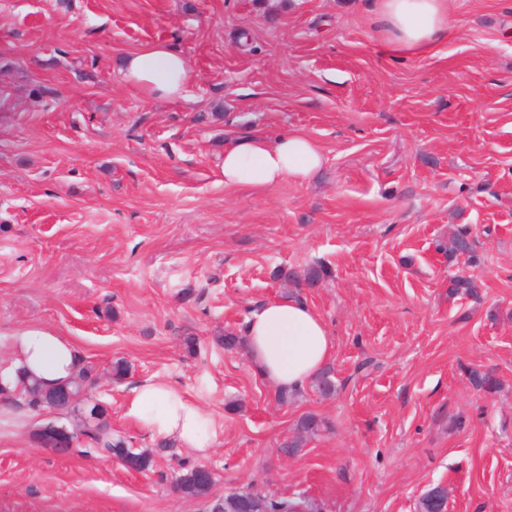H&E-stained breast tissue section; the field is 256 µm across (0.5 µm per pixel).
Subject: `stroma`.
Listing matches in <instances>:
<instances>
[{
  "mask_svg": "<svg viewBox=\"0 0 512 512\" xmlns=\"http://www.w3.org/2000/svg\"><path fill=\"white\" fill-rule=\"evenodd\" d=\"M448 13L432 55L396 58L372 0H0V367L27 327L68 336L113 431L154 452L137 473L47 450L49 413L0 400V512H213L246 486L417 512L439 485L447 512H512V0ZM152 43L186 57L185 99L125 83L120 59ZM287 130L320 144L319 170L225 188L231 136ZM461 229L473 250L449 257ZM312 266L315 284L282 278ZM457 276L475 292L449 295ZM287 292L328 325L332 396L279 404L218 341ZM147 378L196 399L222 444L156 447L126 413ZM308 413L329 431L282 453ZM183 465L211 467L205 494L175 488Z\"/></svg>",
  "mask_w": 512,
  "mask_h": 512,
  "instance_id": "stroma-1",
  "label": "stroma"
}]
</instances>
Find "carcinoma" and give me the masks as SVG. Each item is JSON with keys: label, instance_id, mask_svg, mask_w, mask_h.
<instances>
[{"label": "carcinoma", "instance_id": "1", "mask_svg": "<svg viewBox=\"0 0 512 512\" xmlns=\"http://www.w3.org/2000/svg\"><path fill=\"white\" fill-rule=\"evenodd\" d=\"M471 252L469 232L462 230L449 242L448 255L468 254ZM96 383L92 367L82 364L76 377L66 383L67 390L74 399L64 404L61 412L65 415L74 413L78 417L75 425L77 437L82 439L85 447L104 457L133 456L138 459L140 468L147 471L152 468V453L146 448L134 446L133 441L112 432L109 423L104 420L106 408L93 401L91 389ZM56 394L55 388L45 387L40 380L30 378L11 394V400L18 406H25L33 411L49 408L48 401ZM326 423L314 414H306L299 418L295 433L283 445L285 452H293L302 447L306 439L317 435ZM197 466L185 469L176 477V487L187 495L205 493L209 486L201 484L196 476Z\"/></svg>", "mask_w": 512, "mask_h": 512}]
</instances>
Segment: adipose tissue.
<instances>
[{"instance_id": "ef3b65f1", "label": "adipose tissue", "mask_w": 512, "mask_h": 512, "mask_svg": "<svg viewBox=\"0 0 512 512\" xmlns=\"http://www.w3.org/2000/svg\"><path fill=\"white\" fill-rule=\"evenodd\" d=\"M380 44L394 57H420L452 35L447 0H375ZM125 82L164 100L185 98L188 61L166 44H151L121 61ZM324 162L321 146L300 131L274 138L240 134L224 147L226 188L268 189L292 178L304 180ZM245 350L256 371L278 390L304 388L328 363L332 339L325 321L292 297L269 300L246 319ZM13 360L1 372L6 381L35 377L45 386L68 382L81 363L76 345L66 336L33 326L10 339ZM127 413L157 441L206 452L218 438L208 412L177 387L145 380L131 388Z\"/></svg>"}]
</instances>
